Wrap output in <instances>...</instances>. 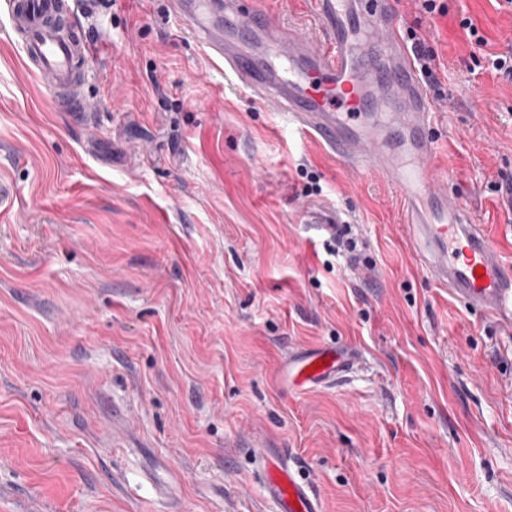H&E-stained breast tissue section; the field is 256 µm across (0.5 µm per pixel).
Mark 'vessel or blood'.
Segmentation results:
<instances>
[{"mask_svg": "<svg viewBox=\"0 0 512 512\" xmlns=\"http://www.w3.org/2000/svg\"><path fill=\"white\" fill-rule=\"evenodd\" d=\"M319 29L275 22L250 0H168L197 43L254 101L277 103L298 134L351 168L401 192L403 224L427 275L452 299L512 327V262L472 211L439 190V113L401 34L394 0H312ZM27 70L56 101L84 117L78 86L85 39L67 0H0ZM348 347L290 353L287 382L332 387L352 368ZM272 512H322L319 496L286 454L258 448Z\"/></svg>", "mask_w": 512, "mask_h": 512, "instance_id": "obj_1", "label": "vessel or blood"}]
</instances>
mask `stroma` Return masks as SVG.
Segmentation results:
<instances>
[{
    "label": "stroma",
    "mask_w": 512,
    "mask_h": 512,
    "mask_svg": "<svg viewBox=\"0 0 512 512\" xmlns=\"http://www.w3.org/2000/svg\"><path fill=\"white\" fill-rule=\"evenodd\" d=\"M257 2L316 28L311 0ZM397 2L439 56L455 198L512 261V82L459 26L512 51V7ZM68 3L83 124L0 18V512H269L258 445L323 512H512V329L428 279L400 193L237 89L167 0ZM315 216L351 225L359 265ZM336 344L357 352L336 386L281 383Z\"/></svg>",
    "instance_id": "1"
}]
</instances>
